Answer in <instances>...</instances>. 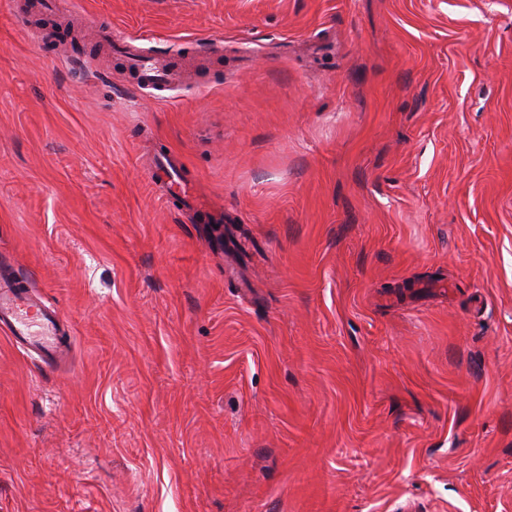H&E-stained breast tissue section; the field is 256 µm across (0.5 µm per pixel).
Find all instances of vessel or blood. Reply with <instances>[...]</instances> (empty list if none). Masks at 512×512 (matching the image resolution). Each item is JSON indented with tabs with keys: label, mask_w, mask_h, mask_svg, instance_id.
I'll list each match as a JSON object with an SVG mask.
<instances>
[{
	"label": "vessel or blood",
	"mask_w": 512,
	"mask_h": 512,
	"mask_svg": "<svg viewBox=\"0 0 512 512\" xmlns=\"http://www.w3.org/2000/svg\"><path fill=\"white\" fill-rule=\"evenodd\" d=\"M128 59L141 85L148 88L167 86L176 73L165 60L135 53L129 54ZM0 326L6 327L18 344L36 350L49 361L59 358L68 345L59 311L36 302L8 274L0 275Z\"/></svg>",
	"instance_id": "vessel-or-blood-1"
}]
</instances>
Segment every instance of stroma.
I'll return each mask as SVG.
<instances>
[{
    "label": "stroma",
    "instance_id": "stroma-1",
    "mask_svg": "<svg viewBox=\"0 0 512 512\" xmlns=\"http://www.w3.org/2000/svg\"><path fill=\"white\" fill-rule=\"evenodd\" d=\"M0 264V512H512V0H0ZM130 66H133L144 87L159 89L167 86L176 73L170 63L154 57H141L137 53H128ZM0 325L18 344L36 350L48 361L59 358L69 345L61 328L60 312L36 302L6 272L0 274Z\"/></svg>",
    "mask_w": 512,
    "mask_h": 512
}]
</instances>
